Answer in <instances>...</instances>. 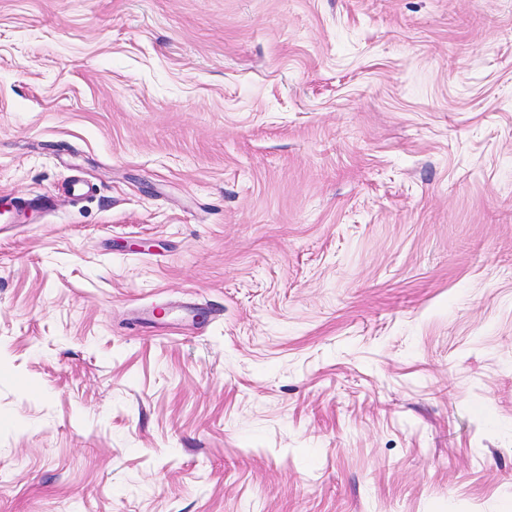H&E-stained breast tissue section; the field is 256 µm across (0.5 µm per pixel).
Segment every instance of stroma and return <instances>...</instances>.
<instances>
[{
	"label": "stroma",
	"instance_id": "1",
	"mask_svg": "<svg viewBox=\"0 0 512 512\" xmlns=\"http://www.w3.org/2000/svg\"><path fill=\"white\" fill-rule=\"evenodd\" d=\"M0 512H512V0H0Z\"/></svg>",
	"mask_w": 512,
	"mask_h": 512
}]
</instances>
